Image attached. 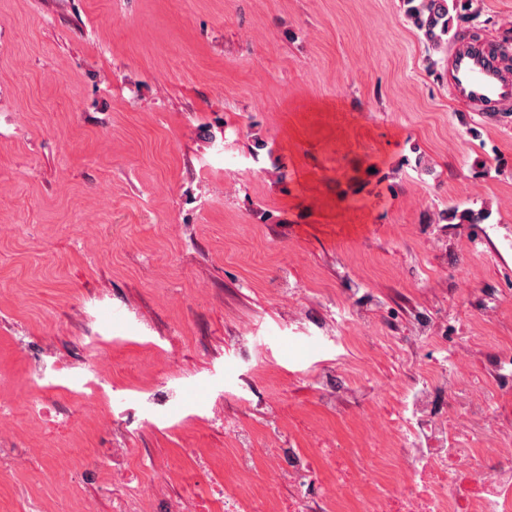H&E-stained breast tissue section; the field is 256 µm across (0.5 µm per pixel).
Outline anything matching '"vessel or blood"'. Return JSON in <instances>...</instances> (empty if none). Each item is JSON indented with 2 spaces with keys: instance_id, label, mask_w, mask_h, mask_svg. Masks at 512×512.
<instances>
[{
  "instance_id": "obj_1",
  "label": "vessel or blood",
  "mask_w": 512,
  "mask_h": 512,
  "mask_svg": "<svg viewBox=\"0 0 512 512\" xmlns=\"http://www.w3.org/2000/svg\"><path fill=\"white\" fill-rule=\"evenodd\" d=\"M450 87L458 101L482 104L488 112L512 101V80L490 59L484 44L475 41L460 43L454 49Z\"/></svg>"
}]
</instances>
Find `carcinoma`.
I'll list each match as a JSON object with an SVG mask.
<instances>
[{"label": "carcinoma", "instance_id": "carcinoma-1", "mask_svg": "<svg viewBox=\"0 0 512 512\" xmlns=\"http://www.w3.org/2000/svg\"><path fill=\"white\" fill-rule=\"evenodd\" d=\"M407 22L434 46L454 37V22L471 14L473 0H404Z\"/></svg>", "mask_w": 512, "mask_h": 512}]
</instances>
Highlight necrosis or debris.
<instances>
[{
  "mask_svg": "<svg viewBox=\"0 0 512 512\" xmlns=\"http://www.w3.org/2000/svg\"><path fill=\"white\" fill-rule=\"evenodd\" d=\"M487 365L498 377L477 396L454 367L401 380V414L370 447L278 449L295 501L289 512H359L360 489L372 491V512H512V426L497 419L512 408V346L496 347ZM491 435L495 454L482 446ZM457 458L467 470L451 468ZM327 467L335 483L325 482Z\"/></svg>",
  "mask_w": 512,
  "mask_h": 512,
  "instance_id": "1",
  "label": "necrosis or debris"
}]
</instances>
